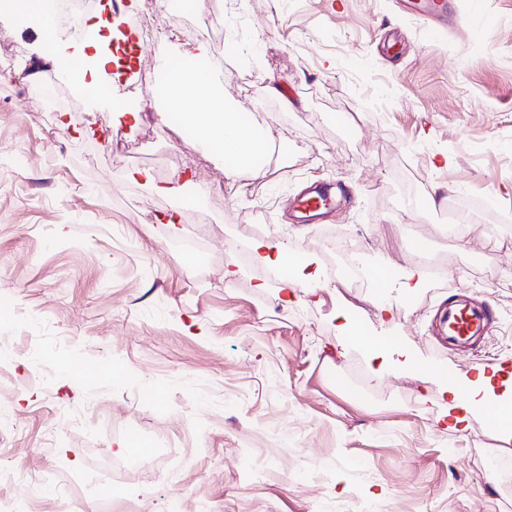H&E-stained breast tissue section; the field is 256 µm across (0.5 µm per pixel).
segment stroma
Returning <instances> with one entry per match:
<instances>
[{
  "instance_id": "stroma-1",
  "label": "stroma",
  "mask_w": 512,
  "mask_h": 512,
  "mask_svg": "<svg viewBox=\"0 0 512 512\" xmlns=\"http://www.w3.org/2000/svg\"><path fill=\"white\" fill-rule=\"evenodd\" d=\"M447 2L439 31L410 0H244L217 16L209 0H144L123 10L128 74L96 98L53 61L81 62L85 40L60 26L49 48L0 14V469L61 472L24 512L62 497L78 512H512V462L483 416L444 428L436 387L413 377L512 372V237L490 228L512 217V0ZM200 46L226 104L281 146L260 183L225 177L189 126L197 101L158 121L167 61ZM318 185L335 205L299 223L294 202ZM462 200L488 217H462ZM327 230L365 267L392 264L389 287L326 282L285 305L278 278L228 252L233 235L282 241L316 269ZM460 295L494 322L452 348L439 317ZM341 312L410 366L374 377ZM133 435L181 457L116 474Z\"/></svg>"
}]
</instances>
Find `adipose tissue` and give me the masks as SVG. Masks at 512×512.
<instances>
[{
  "label": "adipose tissue",
  "mask_w": 512,
  "mask_h": 512,
  "mask_svg": "<svg viewBox=\"0 0 512 512\" xmlns=\"http://www.w3.org/2000/svg\"><path fill=\"white\" fill-rule=\"evenodd\" d=\"M166 109L182 111L188 100L203 104V111L194 113L191 123L196 134L214 152L225 158L227 178L251 183L266 175L258 165L259 158L266 152L263 137L247 125L240 113L227 110L219 88L214 80L213 68L192 66L190 59H177L167 67L165 86ZM256 260L264 265L283 267L278 299L289 302L297 290L316 294L319 289V275L309 269L286 271L288 251L281 243H257L253 246ZM503 371L499 366L478 371L457 387H444L448 397L444 413L450 429H460L466 424L472 412L483 405L502 406L504 413L496 424L498 434L512 437V394L497 395L499 378Z\"/></svg>",
  "instance_id": "ef3b65f1"
}]
</instances>
